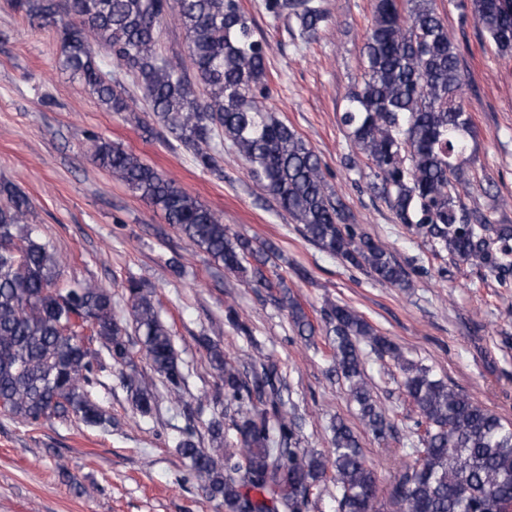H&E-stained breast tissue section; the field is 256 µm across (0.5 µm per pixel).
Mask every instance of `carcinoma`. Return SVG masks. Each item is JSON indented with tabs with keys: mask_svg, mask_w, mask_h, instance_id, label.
Returning a JSON list of instances; mask_svg holds the SVG:
<instances>
[{
	"mask_svg": "<svg viewBox=\"0 0 512 512\" xmlns=\"http://www.w3.org/2000/svg\"><path fill=\"white\" fill-rule=\"evenodd\" d=\"M14 7L30 24L57 31L59 68L108 110H128L125 78H133L153 120L194 150L202 168L219 170L216 155L227 146L307 241L381 281L411 287L388 249L351 223L313 147L267 106L270 45L239 0H14ZM458 8L481 25L495 53L512 55V0H460ZM264 9L274 21L286 18L303 41L331 18L325 0H264ZM170 14L184 31L185 56L158 51ZM102 50L116 71L101 69ZM465 81L436 0H374L361 80L347 94L340 122L367 160L373 191L399 223L452 259L504 277L512 273V224L465 202L466 165L476 151ZM93 161L225 271L251 286L281 289L277 302L298 336H314V324L278 273L273 243L230 233L220 215L116 144L98 141ZM2 193L8 204L0 207V412L28 425L74 418L106 429L114 418L96 388L113 370L133 407L151 414L156 386L124 371L130 352L112 291L90 280L60 284L61 256L27 224L29 198L12 185H0ZM125 294L152 370L168 398L182 402L187 375L152 293L130 279ZM224 319L252 336L235 308L227 307ZM323 319L334 370L378 440H387L394 425L373 396L365 352L404 373L418 447L410 449L415 462L395 481L389 503L380 499L374 471L344 420L331 424L329 455L301 447L276 365L262 363L247 376L208 336L196 341L222 382L230 423L221 415L209 419L210 447L202 448L191 418L177 448L203 495L224 512H311L330 479L339 512H384L388 505L393 512H512V423L408 360L354 308L331 304Z\"/></svg>",
	"mask_w": 512,
	"mask_h": 512,
	"instance_id": "cac0c4a2",
	"label": "carcinoma"
}]
</instances>
